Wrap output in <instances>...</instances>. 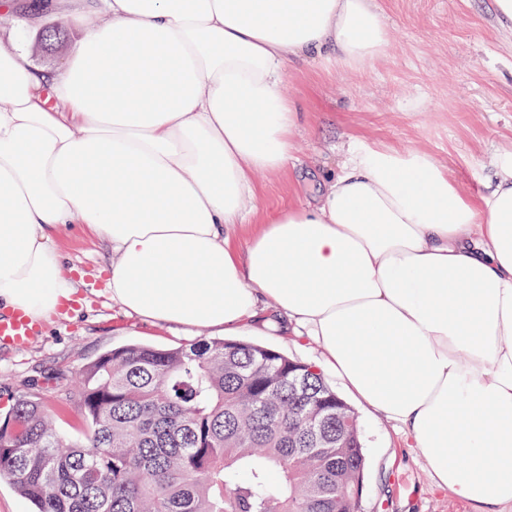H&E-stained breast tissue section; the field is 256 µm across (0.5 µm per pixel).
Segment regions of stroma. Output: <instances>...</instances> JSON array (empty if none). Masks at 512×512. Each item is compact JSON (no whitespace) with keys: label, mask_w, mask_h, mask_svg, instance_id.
<instances>
[{"label":"stroma","mask_w":512,"mask_h":512,"mask_svg":"<svg viewBox=\"0 0 512 512\" xmlns=\"http://www.w3.org/2000/svg\"><path fill=\"white\" fill-rule=\"evenodd\" d=\"M388 33L385 53L359 70L332 72L314 63L284 69L283 91L309 112L294 137L296 162L256 178L259 209L311 199L316 175L340 162L350 141L420 149L448 167L461 192L480 190L499 152L512 148V34L500 29L490 0H377ZM86 16L50 13L23 34L38 67L59 68L75 49ZM62 45L41 51L46 26ZM64 275L78 281V303L46 320L44 336L26 349L0 348V413L33 393L61 432L74 434L79 413L62 405L61 387L102 353L129 343L174 348L195 341L181 327L144 321L113 304L103 270L104 241L73 224L56 236ZM241 340L319 365L322 351L303 336L244 332ZM367 470L361 512H470L435 486L412 437L394 422L353 402Z\"/></svg>","instance_id":"stroma-1"}]
</instances>
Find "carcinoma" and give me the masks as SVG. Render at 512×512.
Listing matches in <instances>:
<instances>
[{
	"instance_id": "cac0c4a2",
	"label": "carcinoma",
	"mask_w": 512,
	"mask_h": 512,
	"mask_svg": "<svg viewBox=\"0 0 512 512\" xmlns=\"http://www.w3.org/2000/svg\"><path fill=\"white\" fill-rule=\"evenodd\" d=\"M242 340L132 343L88 363L62 401L63 437L37 400L0 416V477L35 512H359L358 425L315 367Z\"/></svg>"
}]
</instances>
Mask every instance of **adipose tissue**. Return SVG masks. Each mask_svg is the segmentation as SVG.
Segmentation results:
<instances>
[{"label": "adipose tissue", "instance_id": "adipose-tissue-1", "mask_svg": "<svg viewBox=\"0 0 512 512\" xmlns=\"http://www.w3.org/2000/svg\"><path fill=\"white\" fill-rule=\"evenodd\" d=\"M84 2L95 20L55 72L0 38V307L49 318L77 287L54 236L87 225L126 313L291 325L437 486L512 512V150L466 196L425 153L351 144L312 202L259 211L256 175L287 166L305 121L285 65L380 56L376 0Z\"/></svg>", "mask_w": 512, "mask_h": 512}]
</instances>
